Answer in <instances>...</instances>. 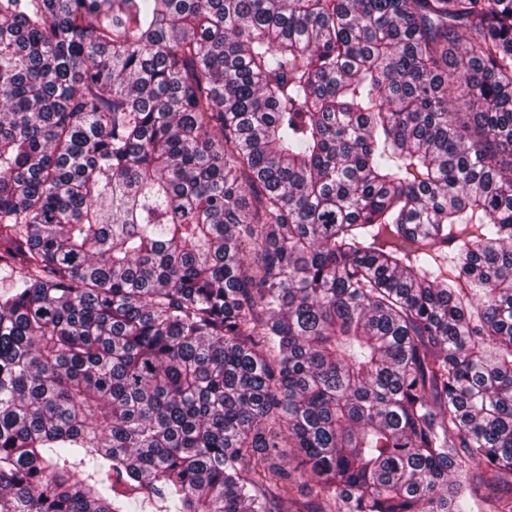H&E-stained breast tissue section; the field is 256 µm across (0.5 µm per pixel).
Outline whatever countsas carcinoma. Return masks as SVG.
<instances>
[{"label": "carcinoma", "mask_w": 512, "mask_h": 512, "mask_svg": "<svg viewBox=\"0 0 512 512\" xmlns=\"http://www.w3.org/2000/svg\"><path fill=\"white\" fill-rule=\"evenodd\" d=\"M0 96V512H512V0H0Z\"/></svg>", "instance_id": "carcinoma-1"}]
</instances>
